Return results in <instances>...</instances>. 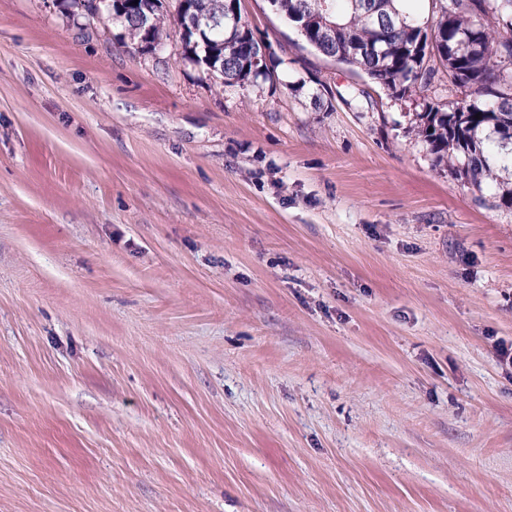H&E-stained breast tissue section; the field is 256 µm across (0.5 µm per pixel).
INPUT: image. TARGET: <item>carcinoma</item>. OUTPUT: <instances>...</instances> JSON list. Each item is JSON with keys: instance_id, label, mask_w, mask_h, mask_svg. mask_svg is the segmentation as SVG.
Here are the masks:
<instances>
[{"instance_id": "carcinoma-1", "label": "carcinoma", "mask_w": 512, "mask_h": 512, "mask_svg": "<svg viewBox=\"0 0 512 512\" xmlns=\"http://www.w3.org/2000/svg\"><path fill=\"white\" fill-rule=\"evenodd\" d=\"M150 28L126 18L124 47L149 38L168 37V22L185 24L182 4L201 15L216 13L224 0H126ZM406 0H273L272 8L299 24L320 17L334 24H307L303 38L322 55L352 66L374 83L399 93H424L443 72L448 90L470 91V111H457V100L426 105L417 135L429 146L435 165L448 170L498 208L512 209V0H435L430 20L421 24L404 8ZM245 28L189 34L188 43L205 38L224 55L223 83L250 77L241 61L260 52ZM480 118H475V115Z\"/></svg>"}]
</instances>
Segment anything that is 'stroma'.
Listing matches in <instances>:
<instances>
[{"label": "stroma", "instance_id": "1", "mask_svg": "<svg viewBox=\"0 0 512 512\" xmlns=\"http://www.w3.org/2000/svg\"><path fill=\"white\" fill-rule=\"evenodd\" d=\"M0 0V512H512V211L429 103Z\"/></svg>", "mask_w": 512, "mask_h": 512}]
</instances>
